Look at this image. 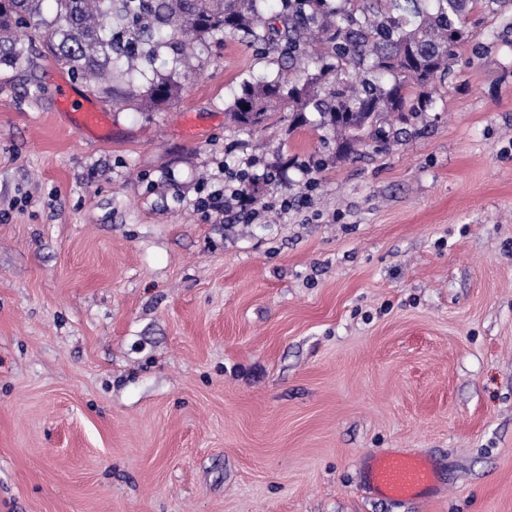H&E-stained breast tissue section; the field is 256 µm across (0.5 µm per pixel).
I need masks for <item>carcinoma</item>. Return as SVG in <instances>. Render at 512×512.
Returning a JSON list of instances; mask_svg holds the SVG:
<instances>
[{
  "label": "carcinoma",
  "instance_id": "1",
  "mask_svg": "<svg viewBox=\"0 0 512 512\" xmlns=\"http://www.w3.org/2000/svg\"><path fill=\"white\" fill-rule=\"evenodd\" d=\"M0 0V63L27 53L16 29L32 22L50 32L48 54L112 105L158 108L181 94L177 75L192 68L198 46L217 35L262 44L288 64L275 77L243 81L230 118L254 128L286 104L293 122L336 133L344 152L388 139L390 112H424L432 90L458 62L475 13L512 9V0H281L268 18L267 0ZM174 67L153 71L160 50Z\"/></svg>",
  "mask_w": 512,
  "mask_h": 512
}]
</instances>
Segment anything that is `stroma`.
<instances>
[{
  "instance_id": "obj_1",
  "label": "stroma",
  "mask_w": 512,
  "mask_h": 512,
  "mask_svg": "<svg viewBox=\"0 0 512 512\" xmlns=\"http://www.w3.org/2000/svg\"><path fill=\"white\" fill-rule=\"evenodd\" d=\"M25 41L0 66V512H512L511 11L348 155L228 120L279 69L238 37L104 139ZM233 160L288 211L204 218ZM386 451L431 461V500L369 493Z\"/></svg>"
}]
</instances>
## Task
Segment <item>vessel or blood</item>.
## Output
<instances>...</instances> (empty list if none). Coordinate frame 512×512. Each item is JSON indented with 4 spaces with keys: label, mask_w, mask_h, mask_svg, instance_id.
Masks as SVG:
<instances>
[{
    "label": "vessel or blood",
    "mask_w": 512,
    "mask_h": 512,
    "mask_svg": "<svg viewBox=\"0 0 512 512\" xmlns=\"http://www.w3.org/2000/svg\"><path fill=\"white\" fill-rule=\"evenodd\" d=\"M55 100L58 110L72 116L80 128L99 126L103 110L86 91L60 81L55 85ZM367 484L375 496L391 502L428 499L436 491V476L427 458L386 453L369 457Z\"/></svg>",
    "instance_id": "1"
}]
</instances>
